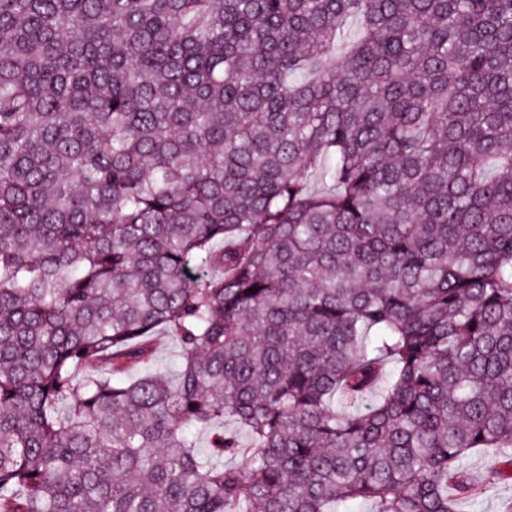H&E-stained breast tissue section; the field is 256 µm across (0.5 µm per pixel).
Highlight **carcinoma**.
<instances>
[{
	"instance_id": "1",
	"label": "carcinoma",
	"mask_w": 512,
	"mask_h": 512,
	"mask_svg": "<svg viewBox=\"0 0 512 512\" xmlns=\"http://www.w3.org/2000/svg\"><path fill=\"white\" fill-rule=\"evenodd\" d=\"M471 452L512 0H0V512H460ZM153 367L160 371H171L180 351L179 341L173 336H158L153 342Z\"/></svg>"
}]
</instances>
